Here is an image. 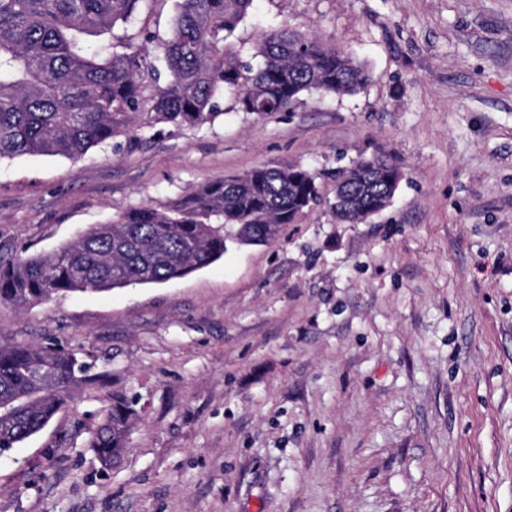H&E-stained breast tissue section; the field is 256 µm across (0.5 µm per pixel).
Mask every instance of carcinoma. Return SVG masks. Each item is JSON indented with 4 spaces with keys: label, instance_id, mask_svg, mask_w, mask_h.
I'll use <instances>...</instances> for the list:
<instances>
[{
    "label": "carcinoma",
    "instance_id": "carcinoma-1",
    "mask_svg": "<svg viewBox=\"0 0 512 512\" xmlns=\"http://www.w3.org/2000/svg\"><path fill=\"white\" fill-rule=\"evenodd\" d=\"M141 0H0V163L22 156L83 158L111 144L136 114L146 48L102 54L88 38L114 31ZM169 33L149 34L161 49L166 81L152 111L174 126H201L225 93L242 112H290L313 93H356L366 67L350 53L289 26L264 33L254 67L229 38L252 0H177ZM401 181L386 154L336 170L331 208L345 223L357 215L338 203L357 195L366 213L391 202ZM319 200L316 175L301 166H262L205 184L176 206L131 207L56 250L0 257V303L24 306L59 294L107 292L185 277L224 256L226 239L267 245ZM86 384H105L56 340L0 342V456L41 432ZM139 421L134 400L112 393L88 448L105 466L120 458Z\"/></svg>",
    "mask_w": 512,
    "mask_h": 512
}]
</instances>
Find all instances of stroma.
<instances>
[{
    "label": "stroma",
    "mask_w": 512,
    "mask_h": 512,
    "mask_svg": "<svg viewBox=\"0 0 512 512\" xmlns=\"http://www.w3.org/2000/svg\"><path fill=\"white\" fill-rule=\"evenodd\" d=\"M142 0L119 37L165 35ZM290 25L365 62L354 95L201 126L152 113L71 161L0 165V251L48 253L144 203L279 163L324 199L267 246L163 284L0 304V341H61L105 375L0 457V512H512V0H254L231 44L254 63ZM390 153V205L338 222L337 168ZM137 403L121 459L86 441L109 392Z\"/></svg>",
    "instance_id": "stroma-1"
}]
</instances>
